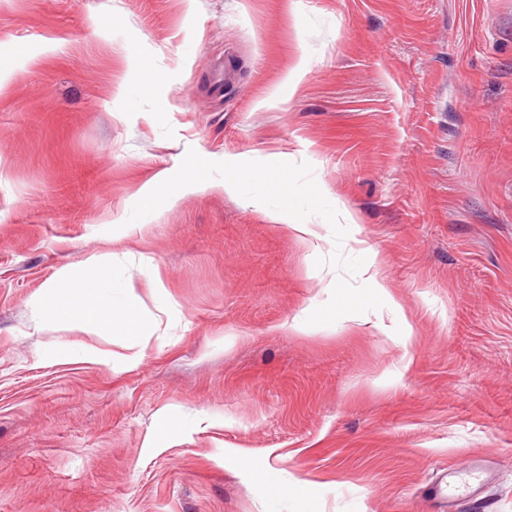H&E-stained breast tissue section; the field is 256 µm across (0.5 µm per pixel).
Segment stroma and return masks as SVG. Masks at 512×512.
I'll use <instances>...</instances> for the list:
<instances>
[{
	"label": "stroma",
	"instance_id": "1",
	"mask_svg": "<svg viewBox=\"0 0 512 512\" xmlns=\"http://www.w3.org/2000/svg\"><path fill=\"white\" fill-rule=\"evenodd\" d=\"M93 256L118 345L38 300ZM472 456L512 512V0H0V512H435ZM273 218L283 224H288V228L292 230L296 236L302 239L312 238L317 241L324 239L323 236L312 228V224H303L301 221L296 219L293 210L289 209L288 206H282L279 208Z\"/></svg>",
	"mask_w": 512,
	"mask_h": 512
}]
</instances>
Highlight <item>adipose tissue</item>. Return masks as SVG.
<instances>
[{"mask_svg": "<svg viewBox=\"0 0 512 512\" xmlns=\"http://www.w3.org/2000/svg\"><path fill=\"white\" fill-rule=\"evenodd\" d=\"M134 287L118 280L111 267L91 260L81 268L58 271L41 291L49 315L83 329L99 328L107 341L139 331Z\"/></svg>", "mask_w": 512, "mask_h": 512, "instance_id": "obj_1", "label": "adipose tissue"}]
</instances>
